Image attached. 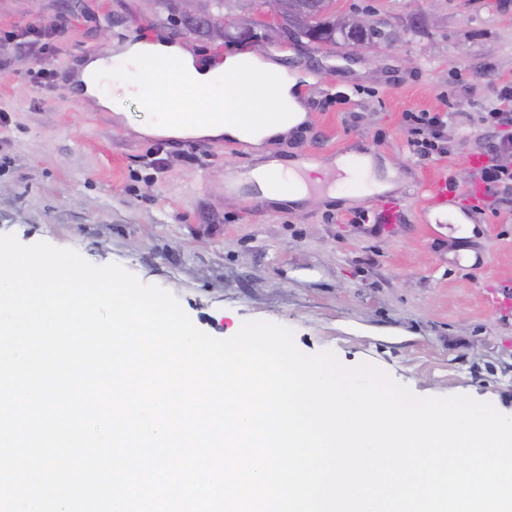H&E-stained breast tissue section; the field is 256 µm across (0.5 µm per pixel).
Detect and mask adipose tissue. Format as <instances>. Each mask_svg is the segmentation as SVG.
<instances>
[{
    "instance_id": "obj_1",
    "label": "adipose tissue",
    "mask_w": 512,
    "mask_h": 512,
    "mask_svg": "<svg viewBox=\"0 0 512 512\" xmlns=\"http://www.w3.org/2000/svg\"><path fill=\"white\" fill-rule=\"evenodd\" d=\"M121 57L129 66L124 76L128 94L141 97L138 73L143 64L160 58L176 59L179 68L171 87L181 100L156 120L144 124L147 135L236 139L258 146L268 139L286 136L306 118L298 99V75L281 65L248 51L226 55L218 66L201 61L189 50L164 41H137L125 45ZM109 54L89 58L78 74L84 97L99 111L112 108V97L105 91L109 77ZM236 106L247 107L248 118L216 120L201 110L202 101L213 95ZM268 196L273 200H302L312 187L322 185L323 174L316 165H307L304 173L269 171L264 175Z\"/></svg>"
}]
</instances>
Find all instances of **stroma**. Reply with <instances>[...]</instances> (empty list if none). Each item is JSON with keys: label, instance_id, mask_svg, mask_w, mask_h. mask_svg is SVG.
Segmentation results:
<instances>
[{"label": "stroma", "instance_id": "stroma-1", "mask_svg": "<svg viewBox=\"0 0 512 512\" xmlns=\"http://www.w3.org/2000/svg\"><path fill=\"white\" fill-rule=\"evenodd\" d=\"M386 23L394 39L352 54L340 46L259 38L210 42L183 33L154 0H0V234L117 263L171 292L193 323L225 339L244 322L291 330L307 354L369 361L422 398L467 396L512 416V215L478 213L474 230L436 220L425 184L469 167L477 112L512 82V0H336ZM64 24L49 57L21 38ZM162 38L211 61L255 50L306 76L308 121L263 150L233 141L149 137L152 120L119 84L118 113L74 86L88 56ZM53 74L51 85L33 70ZM409 112H452L449 153L413 155ZM374 144L398 187L358 202H271L240 174L308 152L335 160ZM387 215L378 231L355 211Z\"/></svg>", "mask_w": 512, "mask_h": 512}]
</instances>
